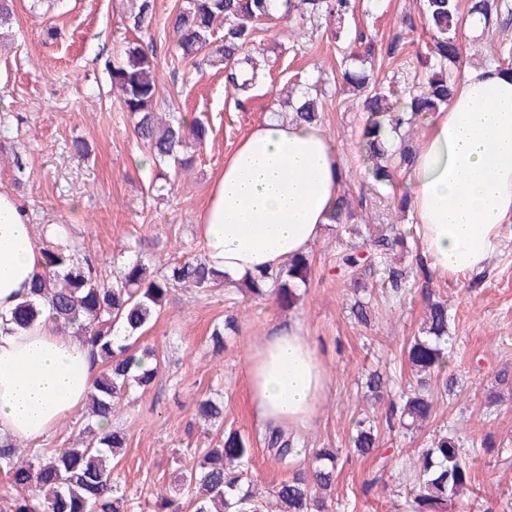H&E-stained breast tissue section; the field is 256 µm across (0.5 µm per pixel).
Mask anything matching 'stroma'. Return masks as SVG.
<instances>
[{
    "label": "stroma",
    "instance_id": "1",
    "mask_svg": "<svg viewBox=\"0 0 512 512\" xmlns=\"http://www.w3.org/2000/svg\"><path fill=\"white\" fill-rule=\"evenodd\" d=\"M181 2L155 0L149 26L137 32L128 20L135 0H16L11 24L0 31V190L19 199L35 229L65 225L71 242L90 250L103 270L138 255L150 270H165L202 251L194 218L225 156L269 115L289 117L288 89L300 84L318 94L321 124L348 170L345 188L355 201L354 216L348 229L327 225L312 245L313 280L289 311L270 297L234 287L208 294L171 292L144 333L145 343L160 355L159 373L148 390L132 393L119 417L128 445L118 471L132 501L130 512H140L151 490L169 482L188 449L216 443L196 415L198 400L213 389L224 395L225 427L250 441L258 486L281 478L251 407L245 365L255 341L271 326L290 322L309 336L330 377L323 409L300 439L308 448L340 449L334 492L339 512H399L393 488L410 481L425 442L443 425L466 432L472 442L474 489L457 501L454 512H503L512 500V464L502 463L503 456L512 457V385L496 384L495 376L512 371V241L484 271L458 277L413 268L411 256L397 250L410 268L406 293L399 300L386 296L382 268L363 273L374 295L367 326L350 313L352 284L336 281L337 256L362 246L368 225L404 231L414 220L393 196L363 188L360 132L366 114L341 84V62L346 53L359 51L358 33L374 35L380 46L376 74L398 92L417 90L416 54L430 41L423 0H360L354 16L341 25L322 18L258 25L246 52L263 56L264 70L243 93L232 87L228 69L212 65L206 55L187 60L171 55L167 18ZM395 39L403 50L391 58L385 48ZM131 41L156 53L158 112L202 116L212 129L190 169L160 192L156 170L139 163L143 149L105 67ZM76 140L90 146L88 158L73 152ZM18 158L24 171L15 167ZM429 291L448 303L453 337L448 374L456 380L455 391L438 400L426 430L407 436L384 432L387 485L367 495L362 482L373 460L349 451L352 421L369 408L382 418L388 403L367 404L359 383L365 373L386 369L395 387L408 386L410 366L401 349L421 326ZM228 314L237 317L239 331L225 337L218 354L210 334Z\"/></svg>",
    "mask_w": 512,
    "mask_h": 512
}]
</instances>
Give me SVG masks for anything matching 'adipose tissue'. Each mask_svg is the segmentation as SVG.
<instances>
[{"label": "adipose tissue", "instance_id": "adipose-tissue-1", "mask_svg": "<svg viewBox=\"0 0 512 512\" xmlns=\"http://www.w3.org/2000/svg\"><path fill=\"white\" fill-rule=\"evenodd\" d=\"M346 167L320 125L273 115L252 127L195 216L211 266L233 280L307 253L329 224ZM411 230L442 276L483 271L512 240V72L467 67L446 108L427 116L402 187ZM42 263L27 215L0 192V313L21 301ZM256 418L302 433L329 379L299 324L273 326L245 366ZM99 360L72 329L44 320L0 333V437L37 441L81 408Z\"/></svg>", "mask_w": 512, "mask_h": 512}]
</instances>
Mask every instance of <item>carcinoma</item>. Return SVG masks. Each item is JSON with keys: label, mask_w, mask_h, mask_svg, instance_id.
Segmentation results:
<instances>
[{"label": "carcinoma", "mask_w": 512, "mask_h": 512, "mask_svg": "<svg viewBox=\"0 0 512 512\" xmlns=\"http://www.w3.org/2000/svg\"><path fill=\"white\" fill-rule=\"evenodd\" d=\"M423 2V21L432 44L419 59L425 68L420 90L397 98L391 88L376 83L374 74L363 68L349 66L341 74L342 85L361 97L367 112L361 143L366 169L376 182L393 178L402 167L410 168L415 153L403 137L396 149L386 150L379 138L383 125L411 130L422 117L448 105L456 91V67L464 52L457 33L459 0ZM357 5L358 0H286L279 18L293 21V13L300 6L309 18L340 22L354 13ZM153 9L152 0H136L131 14L134 29L152 19ZM468 13L481 15L484 32L490 34L507 25L512 9L503 0H470ZM271 18L268 0H184L168 19L173 55L182 59L197 55L210 44L213 26L219 22L224 25V43L212 51V64L241 60L251 68L253 60L242 56V50L252 42L257 25ZM491 62L512 69V47L500 42ZM109 71L112 86L121 92L123 109L135 121L136 139L153 165L186 167L192 158L179 154L187 148H202L210 127L201 119L186 125L174 118L163 120L154 112L160 89L154 77L153 53L132 42ZM289 106L297 122L320 121L317 98L307 89L299 91ZM402 244L403 236L392 227L388 233L370 237L364 250L339 255L336 268L341 280L354 279L364 267L382 266L389 294L401 297L409 271L391 266L388 255ZM41 254V270L10 315L0 314V330L11 333L15 327L26 328L47 310L48 323L71 326L78 334L90 337L100 361L88 401L94 424L83 428L85 438L46 452L25 454L17 444L1 441L0 472L15 494L6 498L0 512H126L121 477L110 460L126 447L127 436L122 428L112 426V419L123 409V399L131 389H146L160 368L155 349L139 342L172 291L193 288L206 292L223 286L224 275L200 255L177 262L156 276L139 259L104 276L91 255L73 248L64 233L46 239ZM311 276L310 258L301 255L242 286L255 295L272 294L279 307L291 309L300 300L299 286L307 285ZM228 330L238 331V319L232 314L211 332L216 351L223 350ZM451 341L448 303L428 299L419 334L404 346L416 385L390 401L385 415L387 429L397 428L405 434L419 430L432 417L434 396L450 394L452 379L444 361L446 345ZM389 383V378L373 371L363 388L377 400L384 396ZM197 413L210 429H224V399L220 394L202 399ZM102 421L106 426L100 425ZM265 443L270 456L289 477L270 484L262 493L255 490L248 476L253 448L239 432L231 430L224 433L219 447L194 452L192 462L179 470L172 485L153 492L155 512H183L178 495L184 490L191 492L192 512H266L270 499L279 505L278 512H331L339 453L333 448L299 452L292 436L272 427L265 433ZM379 443V428L373 418L366 415L354 422L351 445L359 455L374 454ZM468 443L469 437L458 431L450 436L448 429L438 430L422 451L409 486L399 491L406 512H446L448 504L469 489L472 465Z\"/></svg>", "instance_id": "cac0c4a2"}]
</instances>
